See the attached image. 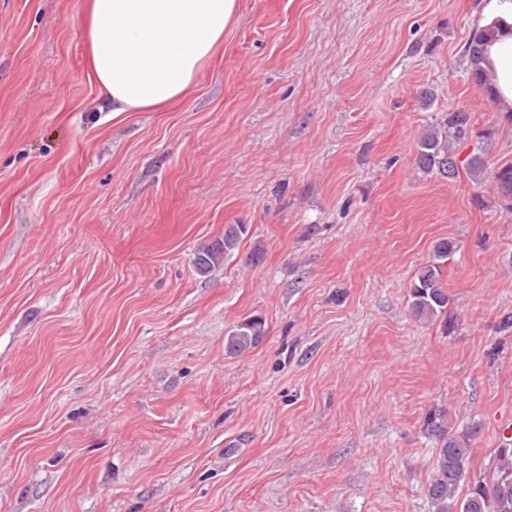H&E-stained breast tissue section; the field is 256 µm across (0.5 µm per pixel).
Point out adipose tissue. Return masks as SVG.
Returning <instances> with one entry per match:
<instances>
[{
	"instance_id": "1",
	"label": "adipose tissue",
	"mask_w": 512,
	"mask_h": 512,
	"mask_svg": "<svg viewBox=\"0 0 512 512\" xmlns=\"http://www.w3.org/2000/svg\"><path fill=\"white\" fill-rule=\"evenodd\" d=\"M237 0H89L86 61L114 116L161 109L183 98L234 24ZM496 27L481 63L497 111L512 112V0H487Z\"/></svg>"
}]
</instances>
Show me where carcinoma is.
<instances>
[{
	"label": "carcinoma",
	"mask_w": 512,
	"mask_h": 512,
	"mask_svg": "<svg viewBox=\"0 0 512 512\" xmlns=\"http://www.w3.org/2000/svg\"><path fill=\"white\" fill-rule=\"evenodd\" d=\"M489 32L476 28L466 43L464 56L467 71L475 85L488 93V79L480 67L486 36ZM475 135L471 114L462 108L442 116L439 125L425 130L419 139L417 163L428 172L445 178L459 174L454 154L456 145ZM466 172L472 176H489L497 193L506 201H512V164L490 167L485 157L475 153L464 160ZM249 233L246 224H230L224 229V240L198 251L196 269L205 275L237 249L243 237ZM457 245L442 239L434 247L433 262L421 267L409 287L412 313L419 319L433 320L448 316L450 298L444 288L442 268L456 252ZM265 322L251 318L229 331L224 337L225 351L230 355L242 354L262 341ZM429 436L435 444L433 474L424 490L429 512H512V443L507 441L497 449L498 467L490 478L469 476L471 448L467 438L458 434L446 411L429 412L424 421Z\"/></svg>",
	"instance_id": "cac0c4a2"
}]
</instances>
